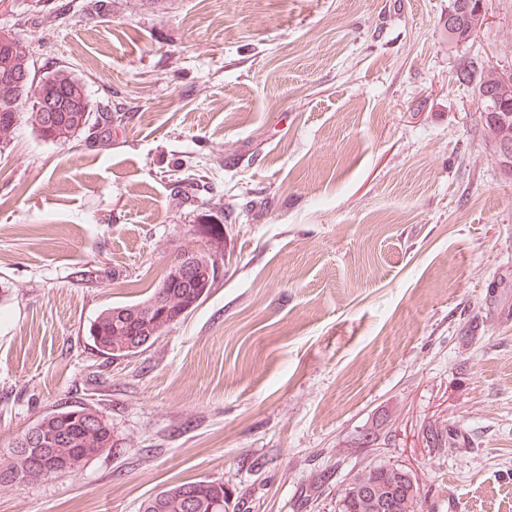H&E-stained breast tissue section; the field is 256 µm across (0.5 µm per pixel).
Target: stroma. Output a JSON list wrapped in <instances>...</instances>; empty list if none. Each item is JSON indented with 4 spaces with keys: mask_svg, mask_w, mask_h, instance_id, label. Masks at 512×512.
I'll return each mask as SVG.
<instances>
[{
    "mask_svg": "<svg viewBox=\"0 0 512 512\" xmlns=\"http://www.w3.org/2000/svg\"><path fill=\"white\" fill-rule=\"evenodd\" d=\"M448 5L0 0L36 77L126 111L106 146L26 116L0 146V459L66 404L114 439L0 488V512H138L200 479L235 512H336L379 462L412 473L418 512H512V184L454 80L512 68V0L455 47ZM182 165L202 179L179 191ZM200 250L206 299L144 351L99 354L98 314Z\"/></svg>",
    "mask_w": 512,
    "mask_h": 512,
    "instance_id": "stroma-1",
    "label": "stroma"
}]
</instances>
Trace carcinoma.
Listing matches in <instances>:
<instances>
[{"mask_svg":"<svg viewBox=\"0 0 512 512\" xmlns=\"http://www.w3.org/2000/svg\"><path fill=\"white\" fill-rule=\"evenodd\" d=\"M472 20L462 14L454 35L448 37V45L456 46L470 37ZM33 67L30 51L11 35L0 36V140L11 138L20 120V106L28 95L34 96L30 119L39 134L52 142H67L76 137H85L96 143L107 144L112 140V122L122 121L124 115L103 108L92 111L85 84L66 71H56L44 76L38 83L31 77ZM494 72L470 59L456 71L455 81L461 86L478 90L481 104L480 118L488 136L493 142L502 133L512 138V112L503 113L501 122H489L487 118L486 95L495 93ZM52 96L58 103L59 111L53 113V120H46L41 111L45 97ZM217 278L216 268L195 266V272L175 283L167 296V311L159 314L152 307L153 296L124 305H117L102 311L90 324L89 336L94 347L110 358H124L135 355L147 348L145 341L156 340L173 323L185 318L190 310L199 305L209 294ZM71 407L59 408L43 418L44 433L54 436L66 435V440L55 449L61 461V471H70L83 462L101 453L112 452V424L103 420L94 428L86 427L80 419H71ZM31 471L43 474L48 479L58 471H43L42 458L32 455L16 456L0 461V487H12L18 483L19 473ZM373 481L382 486L389 485L397 499L394 512H416L418 500L407 496L396 475L387 464L367 465L357 470L341 490L339 500L347 501L342 512H376L374 505L357 495L351 494L355 482L361 479ZM195 493L192 510L185 507L184 495ZM234 509L224 483L216 480L184 482L162 489L145 499L139 512H230Z\"/></svg>","mask_w":512,"mask_h":512,"instance_id":"cac0c4a2","label":"carcinoma"}]
</instances>
